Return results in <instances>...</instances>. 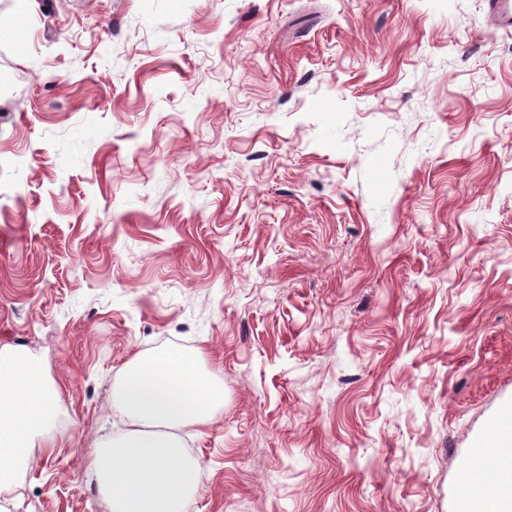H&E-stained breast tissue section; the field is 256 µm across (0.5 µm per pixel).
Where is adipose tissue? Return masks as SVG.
<instances>
[{
    "instance_id": "obj_1",
    "label": "adipose tissue",
    "mask_w": 512,
    "mask_h": 512,
    "mask_svg": "<svg viewBox=\"0 0 512 512\" xmlns=\"http://www.w3.org/2000/svg\"><path fill=\"white\" fill-rule=\"evenodd\" d=\"M53 410L42 363L24 352L0 363V483L8 482L32 435ZM479 455L494 470L488 485L464 500L463 512H512V429L482 439Z\"/></svg>"
}]
</instances>
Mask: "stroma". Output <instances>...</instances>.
<instances>
[{"label":"stroma","instance_id":"1","mask_svg":"<svg viewBox=\"0 0 512 512\" xmlns=\"http://www.w3.org/2000/svg\"><path fill=\"white\" fill-rule=\"evenodd\" d=\"M486 0H0V512H107L113 394L224 388L186 512H455L512 408V31ZM53 410L42 363L24 352L0 367V483L8 482L26 455L32 435Z\"/></svg>","mask_w":512,"mask_h":512}]
</instances>
